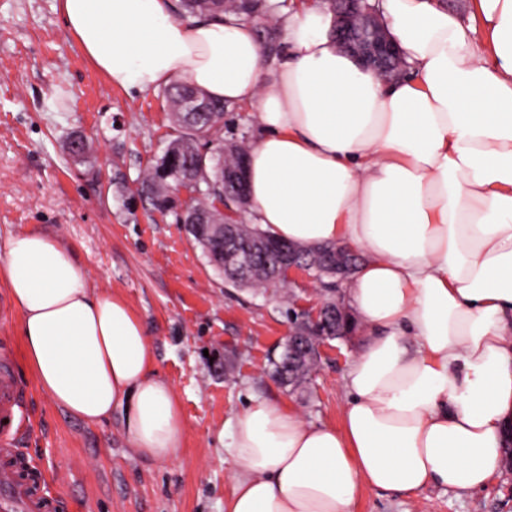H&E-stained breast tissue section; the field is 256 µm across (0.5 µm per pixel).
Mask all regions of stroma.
<instances>
[{"label": "stroma", "mask_w": 512, "mask_h": 512, "mask_svg": "<svg viewBox=\"0 0 512 512\" xmlns=\"http://www.w3.org/2000/svg\"><path fill=\"white\" fill-rule=\"evenodd\" d=\"M170 134L164 89L109 86L57 0H0V232L36 228L62 240L94 288L130 304L185 418L177 457L158 462L127 446L120 412L93 426L64 412L26 368L20 312L0 284V359H11L31 421L17 445L56 482L57 512H224L232 466L220 433L249 400L341 423L342 381L362 335L323 350L305 397L269 376L291 328L287 305L228 286L184 226L136 191ZM229 349L238 353L230 381ZM354 512H512V468L472 492L366 488Z\"/></svg>", "instance_id": "obj_1"}]
</instances>
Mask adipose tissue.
I'll use <instances>...</instances> for the list:
<instances>
[{
	"instance_id": "obj_1",
	"label": "adipose tissue",
	"mask_w": 512,
	"mask_h": 512,
	"mask_svg": "<svg viewBox=\"0 0 512 512\" xmlns=\"http://www.w3.org/2000/svg\"><path fill=\"white\" fill-rule=\"evenodd\" d=\"M59 8L112 87L182 80L252 106V223L364 256L348 304L369 338L340 425L248 404L224 512H353L365 487L484 488L512 428V0H476L465 20L444 0H380L410 66L391 83L340 51L319 7L282 16L273 66L233 15L179 20L174 0ZM0 282L40 390L88 425L123 409L130 447L175 458L180 401L127 301L91 288L70 247L36 229L0 241Z\"/></svg>"
}]
</instances>
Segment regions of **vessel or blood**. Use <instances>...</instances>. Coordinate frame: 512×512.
I'll use <instances>...</instances> for the list:
<instances>
[{"label":"vessel or blood","mask_w":512,"mask_h":512,"mask_svg":"<svg viewBox=\"0 0 512 512\" xmlns=\"http://www.w3.org/2000/svg\"><path fill=\"white\" fill-rule=\"evenodd\" d=\"M23 421L17 379L12 371L0 369V512H55L56 499L36 486L32 463L15 446Z\"/></svg>","instance_id":"obj_1"}]
</instances>
